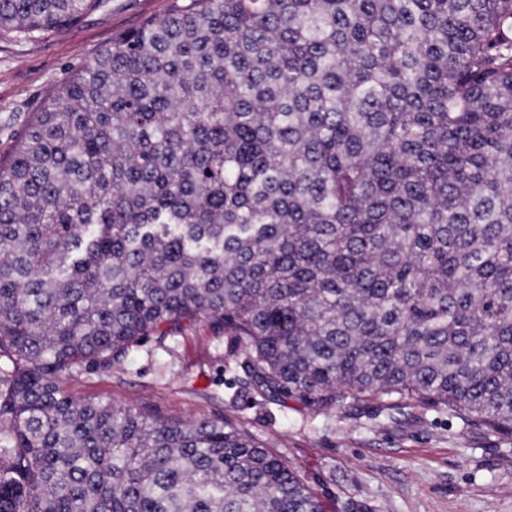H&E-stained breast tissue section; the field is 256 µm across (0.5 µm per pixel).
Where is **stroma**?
<instances>
[{
	"label": "stroma",
	"mask_w": 512,
	"mask_h": 512,
	"mask_svg": "<svg viewBox=\"0 0 512 512\" xmlns=\"http://www.w3.org/2000/svg\"><path fill=\"white\" fill-rule=\"evenodd\" d=\"M173 0H106L77 23L33 41H0V159L49 95L117 35L165 15ZM79 398L162 415H220L295 467L325 512H512V438L465 426L447 411L363 405L314 416L244 382L233 344L200 323L132 346L121 368L66 380Z\"/></svg>",
	"instance_id": "obj_1"
}]
</instances>
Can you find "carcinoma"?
I'll list each match as a JSON object with an SVG mask.
<instances>
[{
	"label": "carcinoma",
	"mask_w": 512,
	"mask_h": 512,
	"mask_svg": "<svg viewBox=\"0 0 512 512\" xmlns=\"http://www.w3.org/2000/svg\"><path fill=\"white\" fill-rule=\"evenodd\" d=\"M195 322L312 414L512 437V0H174L65 78L0 165V512H324L221 416L65 389Z\"/></svg>",
	"instance_id": "1"
}]
</instances>
